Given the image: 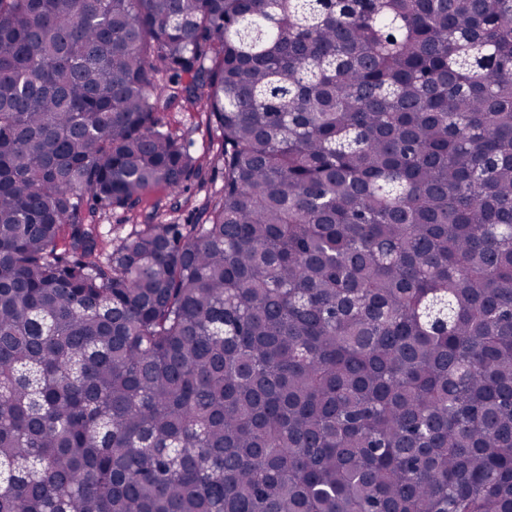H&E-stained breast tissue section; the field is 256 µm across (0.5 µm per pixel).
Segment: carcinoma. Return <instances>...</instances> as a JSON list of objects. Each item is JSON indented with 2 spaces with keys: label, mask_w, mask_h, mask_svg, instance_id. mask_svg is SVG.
<instances>
[{
  "label": "carcinoma",
  "mask_w": 512,
  "mask_h": 512,
  "mask_svg": "<svg viewBox=\"0 0 512 512\" xmlns=\"http://www.w3.org/2000/svg\"><path fill=\"white\" fill-rule=\"evenodd\" d=\"M0 512H512V0H0ZM166 122L176 133L182 135L193 145L191 150L197 155L201 154L202 146H205L211 139H217L215 127L208 124L204 109L196 112H166L163 115ZM223 185V179L221 171L210 172L209 173V180L206 182L204 187L201 189L197 188L195 189V193L191 198V202L188 204V206H184L182 210L176 214H174L179 222L181 224H184V222L187 220V218L190 216L191 210L193 206L195 205L196 200H201L205 197V195H212L216 192H218ZM171 198L163 188L149 192L145 195L139 216L134 221L128 220L127 215L120 210L117 212L103 211L99 223L103 236L112 239L113 242L127 237L135 229V224H148L151 221L156 212L155 207L165 214L169 209Z\"/></svg>",
  "instance_id": "obj_1"
}]
</instances>
